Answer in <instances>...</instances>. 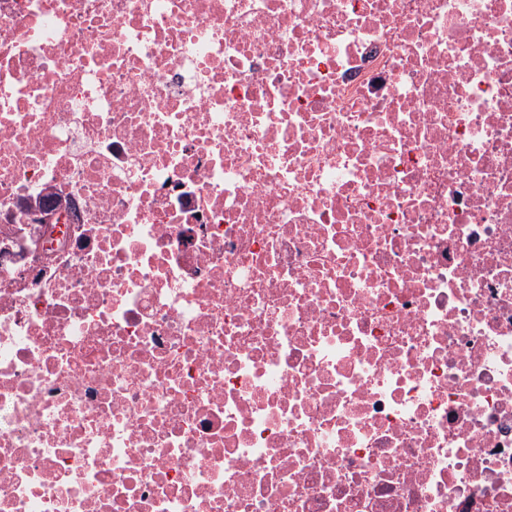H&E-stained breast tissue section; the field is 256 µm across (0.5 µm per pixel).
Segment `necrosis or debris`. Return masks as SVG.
<instances>
[{
  "label": "necrosis or debris",
  "instance_id": "necrosis-or-debris-1",
  "mask_svg": "<svg viewBox=\"0 0 512 512\" xmlns=\"http://www.w3.org/2000/svg\"><path fill=\"white\" fill-rule=\"evenodd\" d=\"M0 512H512V0H0Z\"/></svg>",
  "mask_w": 512,
  "mask_h": 512
}]
</instances>
